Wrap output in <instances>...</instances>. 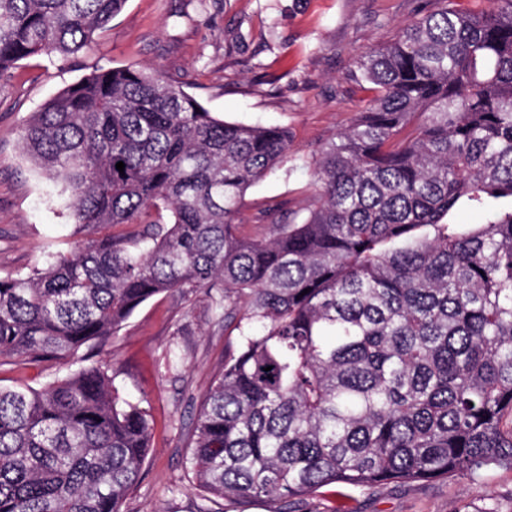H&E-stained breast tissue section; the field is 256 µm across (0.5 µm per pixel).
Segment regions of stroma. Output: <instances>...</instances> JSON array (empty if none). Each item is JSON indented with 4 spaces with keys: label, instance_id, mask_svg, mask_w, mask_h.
Wrapping results in <instances>:
<instances>
[{
    "label": "stroma",
    "instance_id": "1",
    "mask_svg": "<svg viewBox=\"0 0 512 512\" xmlns=\"http://www.w3.org/2000/svg\"><path fill=\"white\" fill-rule=\"evenodd\" d=\"M423 0H127L120 15L77 61L35 56L0 77V277L41 267L67 253L78 236L61 183L49 180L20 148L23 122L94 67L145 68L183 86L229 123L287 128V160L247 191L241 216L283 203L301 222L318 203L313 162L375 97L356 54L394 42ZM180 342L188 356L179 374L166 352ZM238 341L217 321L205 291L160 295L141 305L116 336L86 359L67 364L0 360V386L41 388L85 364L107 368L121 397L139 401L153 426V447L125 512H512V470L490 468L412 484L329 488L271 503L222 500L193 482L187 434Z\"/></svg>",
    "mask_w": 512,
    "mask_h": 512
}]
</instances>
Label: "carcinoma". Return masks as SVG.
<instances>
[{"instance_id":"cac0c4a2","label":"carcinoma","mask_w":512,"mask_h":512,"mask_svg":"<svg viewBox=\"0 0 512 512\" xmlns=\"http://www.w3.org/2000/svg\"><path fill=\"white\" fill-rule=\"evenodd\" d=\"M126 2L0 0V76L78 59ZM432 2L358 55L380 94L315 161L318 206L271 237V210L246 232L240 205L288 159L287 130L218 119L132 67L46 102L23 152L71 190L79 230H124L0 277V358L66 364L153 297L204 288L238 330L192 423L206 494L512 469V0ZM464 209L483 222H454ZM184 363L171 343L168 370ZM150 442L100 365L0 387V512H124Z\"/></svg>"}]
</instances>
